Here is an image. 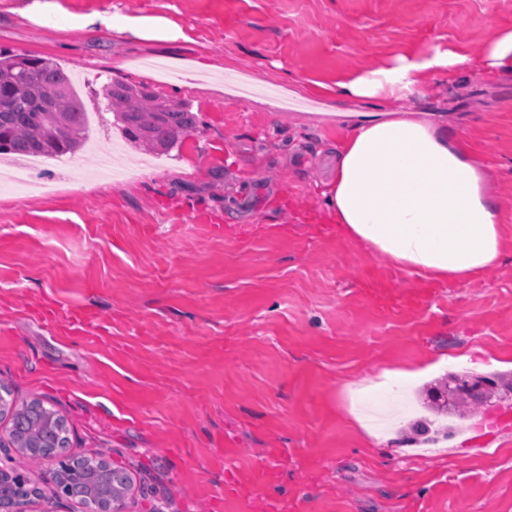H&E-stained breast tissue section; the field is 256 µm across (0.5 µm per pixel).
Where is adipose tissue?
Listing matches in <instances>:
<instances>
[{
    "instance_id": "obj_1",
    "label": "adipose tissue",
    "mask_w": 512,
    "mask_h": 512,
    "mask_svg": "<svg viewBox=\"0 0 512 512\" xmlns=\"http://www.w3.org/2000/svg\"><path fill=\"white\" fill-rule=\"evenodd\" d=\"M75 24L160 41L172 34L163 18L119 23L95 12L76 17ZM471 62L465 53L438 47L349 77L334 90L342 102L379 98L388 106L346 113L336 173L321 190L324 203L341 238L410 275L464 281L498 265L506 249L504 204L486 188L484 159L449 129L447 113L417 117L399 107ZM475 62L491 75L512 74V29L494 30Z\"/></svg>"
}]
</instances>
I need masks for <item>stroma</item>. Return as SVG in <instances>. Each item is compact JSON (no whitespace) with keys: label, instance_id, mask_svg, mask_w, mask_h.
Wrapping results in <instances>:
<instances>
[{"label":"stroma","instance_id":"obj_1","mask_svg":"<svg viewBox=\"0 0 512 512\" xmlns=\"http://www.w3.org/2000/svg\"><path fill=\"white\" fill-rule=\"evenodd\" d=\"M0 0V51L55 58L99 115L56 178L0 191V384L66 422L69 452L126 468L165 512H512V398L465 417L428 391L448 373L512 375V75L471 67L412 111L449 103L506 202L507 250L467 281L411 276L343 242L320 189L335 169L336 100L296 95L397 56H479L512 0H62L36 23ZM92 12L168 20L175 40L73 27ZM118 80L190 103L195 132L152 154L99 97ZM438 371L367 407L452 446L370 437L351 409L383 371ZM36 507L87 512L55 465L0 449Z\"/></svg>","mask_w":512,"mask_h":512}]
</instances>
